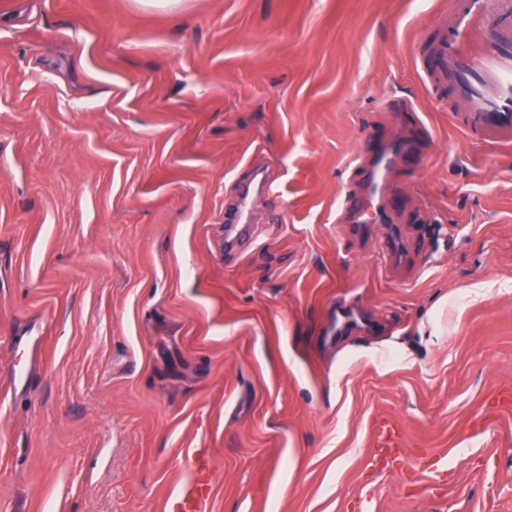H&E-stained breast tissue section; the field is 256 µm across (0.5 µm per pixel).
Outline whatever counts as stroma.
Masks as SVG:
<instances>
[{
	"label": "stroma",
	"instance_id": "35a3bbf8",
	"mask_svg": "<svg viewBox=\"0 0 512 512\" xmlns=\"http://www.w3.org/2000/svg\"><path fill=\"white\" fill-rule=\"evenodd\" d=\"M449 3L0 0V512H163L194 448L205 512H512V148L423 82ZM412 148L411 142L392 138L376 146H368L355 153L349 160L347 168L352 171L366 170L367 193L363 201L345 207L340 212L347 211L352 228L363 227L364 224H379L384 222L383 214L377 208L376 201L387 184L388 174L393 168L394 161ZM375 207L377 219L366 218L367 211ZM254 187L256 191L264 194H271L274 192L272 185L267 182L264 176L260 173H255L253 177L243 185L240 201L236 205L234 212L230 215V217L224 216V221L226 224L232 225L245 223L244 213Z\"/></svg>",
	"mask_w": 512,
	"mask_h": 512
}]
</instances>
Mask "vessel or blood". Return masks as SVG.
Masks as SVG:
<instances>
[{
  "label": "vessel or blood",
  "instance_id": "b4317fda",
  "mask_svg": "<svg viewBox=\"0 0 512 512\" xmlns=\"http://www.w3.org/2000/svg\"><path fill=\"white\" fill-rule=\"evenodd\" d=\"M427 83L451 89L461 103L456 120L467 136L492 148L512 146V0H453L448 17L439 21L429 43ZM411 142L398 138L369 146L349 160L352 171L365 170L367 193L347 206L352 228L363 227L375 207L394 161ZM272 193L261 174H254L241 192L228 224H240L253 192ZM189 479L166 504V512H203L213 489L209 452L193 451Z\"/></svg>",
  "mask_w": 512,
  "mask_h": 512
}]
</instances>
